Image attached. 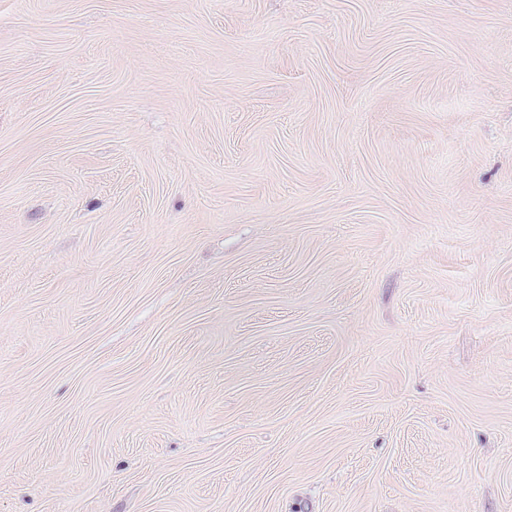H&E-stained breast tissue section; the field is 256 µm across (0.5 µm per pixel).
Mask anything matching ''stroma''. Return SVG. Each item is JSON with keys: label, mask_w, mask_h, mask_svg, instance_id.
<instances>
[{"label": "stroma", "mask_w": 512, "mask_h": 512, "mask_svg": "<svg viewBox=\"0 0 512 512\" xmlns=\"http://www.w3.org/2000/svg\"><path fill=\"white\" fill-rule=\"evenodd\" d=\"M0 512H512V0H0Z\"/></svg>", "instance_id": "35a3bbf8"}]
</instances>
